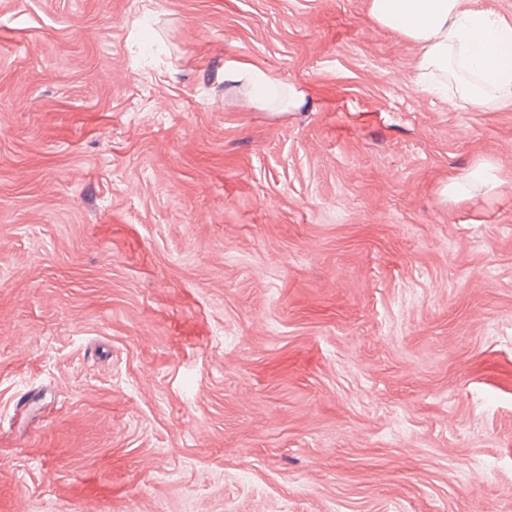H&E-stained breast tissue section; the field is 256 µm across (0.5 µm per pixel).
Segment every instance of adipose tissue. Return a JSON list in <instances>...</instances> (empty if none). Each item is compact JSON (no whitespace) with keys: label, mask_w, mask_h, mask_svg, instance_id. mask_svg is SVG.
<instances>
[{"label":"adipose tissue","mask_w":512,"mask_h":512,"mask_svg":"<svg viewBox=\"0 0 512 512\" xmlns=\"http://www.w3.org/2000/svg\"><path fill=\"white\" fill-rule=\"evenodd\" d=\"M369 12L383 28L419 45L418 83L462 102H485L487 91L512 97V24L493 13L466 8L462 0H370ZM224 79L248 83L251 103L262 109L274 87L262 69L226 65Z\"/></svg>","instance_id":"adipose-tissue-1"}]
</instances>
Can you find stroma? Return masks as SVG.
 I'll return each mask as SVG.
<instances>
[{"instance_id":"1","label":"stroma","mask_w":512,"mask_h":512,"mask_svg":"<svg viewBox=\"0 0 512 512\" xmlns=\"http://www.w3.org/2000/svg\"><path fill=\"white\" fill-rule=\"evenodd\" d=\"M419 55L369 0H0V512H512V103ZM224 80L229 83L246 82L251 90V103L264 109L274 87V80L261 68L232 63L224 67Z\"/></svg>"}]
</instances>
